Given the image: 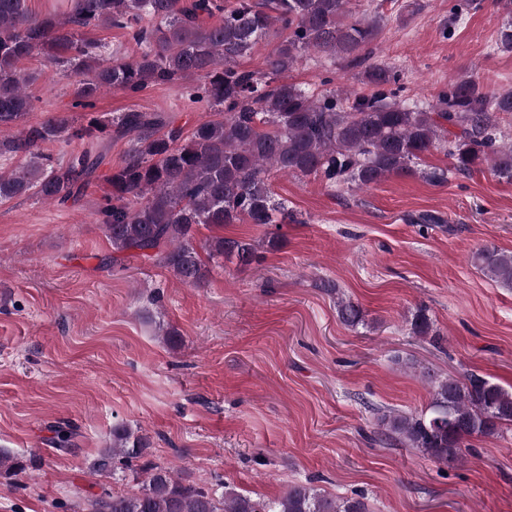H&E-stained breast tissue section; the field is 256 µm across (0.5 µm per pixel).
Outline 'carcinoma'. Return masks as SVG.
<instances>
[{"mask_svg": "<svg viewBox=\"0 0 512 512\" xmlns=\"http://www.w3.org/2000/svg\"><path fill=\"white\" fill-rule=\"evenodd\" d=\"M349 0H71L62 13L33 15L27 0H0V159L25 157L10 171L0 170V203L22 196L64 203L89 183L100 159L97 135L112 129L117 138L131 136L121 164L106 177L109 190L99 206V223L115 253L148 260L168 269L181 282L198 286L209 269L195 245L199 227L222 228L248 220L252 224L296 222L288 206L270 189L273 174L314 175L326 186L367 188L413 173L412 165L433 149L452 160V168L422 171L442 184L448 173L470 174L486 164L499 179L512 182V134L500 127L499 115L512 114V91L488 92L479 80L457 81L429 108L397 98L399 74L385 62L363 71L375 88L338 105L336 92L314 94L279 77L303 56L320 53L352 65L378 35L380 19L352 14ZM217 18L210 25L203 18ZM96 28L129 31L136 55L127 60L89 38ZM287 33L268 56L266 72L242 69L237 59L271 30ZM42 55L68 76L79 78L75 106L89 110L79 123L55 112L26 125L35 108L32 86L37 75L20 64ZM196 78L188 99L213 118L186 130L160 112L130 108L103 123L90 113L104 91L139 93L158 83ZM66 139L86 148L55 164L41 152L43 144ZM203 248L208 258L234 259L241 266L259 261L248 240L214 235ZM473 263L503 288H512V252L486 246ZM336 295V312L349 328L365 322L359 303L335 284H322ZM415 336L433 332L423 308L408 321ZM430 401L421 411L371 408L374 444L415 449L446 464L471 450L470 440L498 436L512 427V390L476 372L462 377L424 373ZM75 429L56 426L54 448L73 451ZM147 437L123 423L112 426V447L89 464L107 477L116 465L129 469L145 457ZM27 464L0 448V475L26 472ZM143 486L132 494L107 488L87 499V512H370L365 497H331L312 483L292 486L266 503L232 489L222 492L178 476L169 467L144 463Z\"/></svg>", "mask_w": 512, "mask_h": 512, "instance_id": "1", "label": "carcinoma"}]
</instances>
